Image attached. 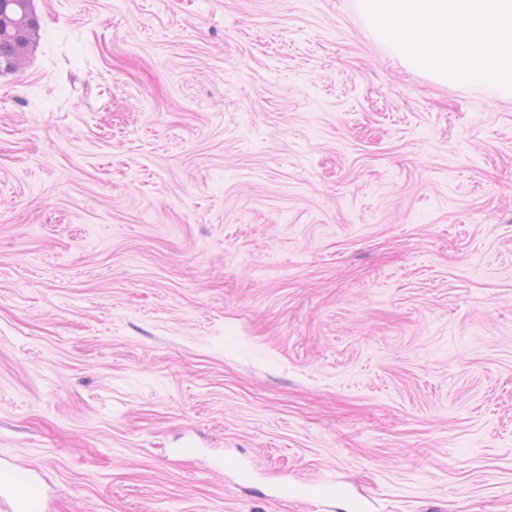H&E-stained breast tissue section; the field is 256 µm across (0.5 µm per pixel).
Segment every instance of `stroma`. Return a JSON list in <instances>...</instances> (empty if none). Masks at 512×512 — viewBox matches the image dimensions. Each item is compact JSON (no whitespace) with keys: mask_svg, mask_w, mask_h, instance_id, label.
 I'll return each instance as SVG.
<instances>
[{"mask_svg":"<svg viewBox=\"0 0 512 512\" xmlns=\"http://www.w3.org/2000/svg\"><path fill=\"white\" fill-rule=\"evenodd\" d=\"M0 74V452L52 512H512V95L359 0H34ZM336 496V481L329 480L325 484H323L320 488L317 489H306L301 490L298 489L288 482H283L276 485L272 490L269 497L273 499L286 500V499H295L297 497L302 498H314V499H322L325 501H331L335 499Z\"/></svg>","mask_w":512,"mask_h":512,"instance_id":"obj_1","label":"stroma"}]
</instances>
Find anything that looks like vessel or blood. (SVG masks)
<instances>
[{
  "mask_svg": "<svg viewBox=\"0 0 512 512\" xmlns=\"http://www.w3.org/2000/svg\"><path fill=\"white\" fill-rule=\"evenodd\" d=\"M279 500L306 498L333 500L336 496L335 481H327L317 489H298L280 483L271 491ZM46 497L41 482L32 467L17 463L7 455H0V512H45Z\"/></svg>",
  "mask_w": 512,
  "mask_h": 512,
  "instance_id": "obj_1",
  "label": "vessel or blood"
}]
</instances>
